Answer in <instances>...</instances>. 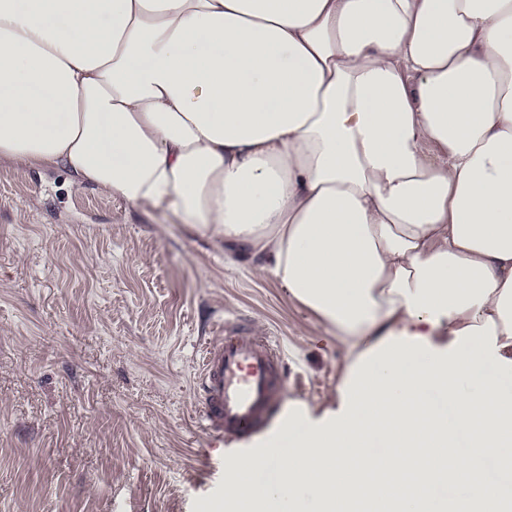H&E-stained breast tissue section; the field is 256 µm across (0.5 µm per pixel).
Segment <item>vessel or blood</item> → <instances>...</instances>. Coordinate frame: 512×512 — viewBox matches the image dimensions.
<instances>
[{
  "instance_id": "vessel-or-blood-1",
  "label": "vessel or blood",
  "mask_w": 512,
  "mask_h": 512,
  "mask_svg": "<svg viewBox=\"0 0 512 512\" xmlns=\"http://www.w3.org/2000/svg\"><path fill=\"white\" fill-rule=\"evenodd\" d=\"M219 336L199 345L195 393L200 429L208 436L245 439L274 414L285 390L277 345L256 328L225 318Z\"/></svg>"
}]
</instances>
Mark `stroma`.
Wrapping results in <instances>:
<instances>
[{
    "instance_id": "1",
    "label": "stroma",
    "mask_w": 512,
    "mask_h": 512,
    "mask_svg": "<svg viewBox=\"0 0 512 512\" xmlns=\"http://www.w3.org/2000/svg\"><path fill=\"white\" fill-rule=\"evenodd\" d=\"M68 181L0 161V512H213L252 443L199 428L201 339L269 329L316 415L346 348L249 255Z\"/></svg>"
}]
</instances>
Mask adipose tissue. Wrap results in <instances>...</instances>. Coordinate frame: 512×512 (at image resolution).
<instances>
[{"instance_id":"adipose-tissue-1","label":"adipose tissue","mask_w":512,"mask_h":512,"mask_svg":"<svg viewBox=\"0 0 512 512\" xmlns=\"http://www.w3.org/2000/svg\"><path fill=\"white\" fill-rule=\"evenodd\" d=\"M1 159L249 253L345 344L224 512H512V0H0Z\"/></svg>"}]
</instances>
